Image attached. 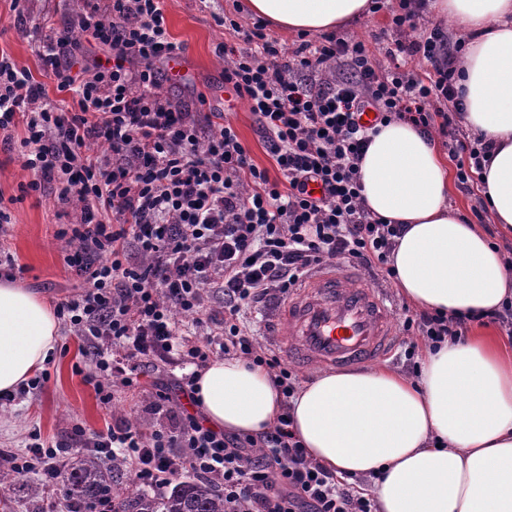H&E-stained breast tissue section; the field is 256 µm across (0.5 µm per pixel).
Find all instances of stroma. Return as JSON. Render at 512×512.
Masks as SVG:
<instances>
[{"label":"stroma","instance_id":"1","mask_svg":"<svg viewBox=\"0 0 512 512\" xmlns=\"http://www.w3.org/2000/svg\"><path fill=\"white\" fill-rule=\"evenodd\" d=\"M170 32L185 42L183 58L186 73L174 82H164L163 90L176 105L193 103L197 94L207 97L206 111L223 113L233 124L254 162L271 167L261 133L245 100L226 108L222 91L224 60L215 51L218 44L238 43L236 30L217 25L215 15H228L238 28H250L253 19L245 0H164ZM81 8L80 0H30L26 29L14 27L8 4L0 0V49L19 65L39 74L35 49L48 27L73 25ZM30 175L21 166L16 152L0 148V199L7 201L10 224L0 230V275L6 271L5 256L15 260L18 283L38 293L50 303L71 296L79 277L64 263L66 244L57 238L60 225L80 214L77 202L58 201L54 192L44 196H22L21 184ZM83 342L68 327H61L60 341L45 363V383L41 388L16 395L13 401H0V455L24 454L30 432L41 434L42 442L52 445L67 440L73 425L87 433L106 431L113 419H137L144 430H153L159 418L148 407L149 392L116 387L110 404H103L92 385L84 380L90 370L82 353ZM50 496L31 501L24 497L16 475L0 463V512H47Z\"/></svg>","mask_w":512,"mask_h":512}]
</instances>
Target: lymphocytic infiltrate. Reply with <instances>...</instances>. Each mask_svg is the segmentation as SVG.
Masks as SVG:
<instances>
[{
  "label": "lymphocytic infiltrate",
  "mask_w": 512,
  "mask_h": 512,
  "mask_svg": "<svg viewBox=\"0 0 512 512\" xmlns=\"http://www.w3.org/2000/svg\"><path fill=\"white\" fill-rule=\"evenodd\" d=\"M426 0H399L387 65L364 42L335 33L301 40L291 50L269 41L263 22L243 31L227 58L224 85L247 101L277 169L253 163L231 124L191 112L164 94V64L183 56L163 0H82L79 30L109 56L88 60L69 30L51 32L36 55L53 77L57 99L0 50V143L18 150L31 178L23 194L59 187L81 204L78 221L59 229L75 249L65 262L87 288L57 305V316L86 345L93 368L86 380L103 402L114 385L137 389L146 366L194 365L177 382L183 401L157 391L151 405L163 422L144 432L129 420L50 447L40 434L13 470L41 475L46 488L65 466L73 443L130 463L140 484L157 490L182 473L215 484L224 512H376L372 498L307 459L289 411L256 437L216 431L194 411L196 375L216 357L265 368L284 398L298 376L240 323L241 309L279 301L313 270L345 259L390 280L389 258L403 227L372 217L362 197L359 164L380 124L404 120L447 139L457 179L474 187L490 145L461 134L465 110L455 81L453 49L440 24L420 27ZM423 60L424 73L409 70ZM341 64L345 72L310 83L303 72ZM376 121H361L364 108ZM107 155H92L91 143ZM318 184L321 196L310 186ZM224 312L208 309L211 290ZM192 315L199 338L182 333L174 311ZM478 317L469 313L406 315L404 332L432 346L464 338Z\"/></svg>",
  "instance_id": "lymphocytic-infiltrate-1"
}]
</instances>
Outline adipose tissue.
<instances>
[{
	"label": "adipose tissue",
	"mask_w": 512,
	"mask_h": 512,
	"mask_svg": "<svg viewBox=\"0 0 512 512\" xmlns=\"http://www.w3.org/2000/svg\"><path fill=\"white\" fill-rule=\"evenodd\" d=\"M270 25L318 36L361 21L369 0H248ZM462 35L456 68L464 125L492 143L480 195L490 223L512 234V0H434ZM371 215L405 225L390 256L401 296L417 309L485 313L512 302L499 248L450 202L436 141L410 124L381 126L360 163ZM53 306L0 281V395L41 371L56 350ZM214 429L256 436L290 403L307 455L336 475L367 477L378 512H512V349L470 336L426 349L417 376L330 371L284 400L272 376L237 359L199 372Z\"/></svg>",
	"instance_id": "1"
}]
</instances>
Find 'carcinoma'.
<instances>
[{
    "mask_svg": "<svg viewBox=\"0 0 512 512\" xmlns=\"http://www.w3.org/2000/svg\"><path fill=\"white\" fill-rule=\"evenodd\" d=\"M118 471L120 464L104 468L93 457L71 462L62 476L65 504L79 508L107 496L113 512H224V495L208 481L182 480L165 494L147 489L129 492L116 484Z\"/></svg>",
    "mask_w": 512,
    "mask_h": 512,
    "instance_id": "cac0c4a2",
    "label": "carcinoma"
}]
</instances>
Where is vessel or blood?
Wrapping results in <instances>:
<instances>
[{"instance_id":"b4317fda","label":"vessel or blood","mask_w":512,"mask_h":512,"mask_svg":"<svg viewBox=\"0 0 512 512\" xmlns=\"http://www.w3.org/2000/svg\"><path fill=\"white\" fill-rule=\"evenodd\" d=\"M287 356L302 363L348 369L386 358L394 335L386 297L352 283L346 264H329L281 308Z\"/></svg>"}]
</instances>
